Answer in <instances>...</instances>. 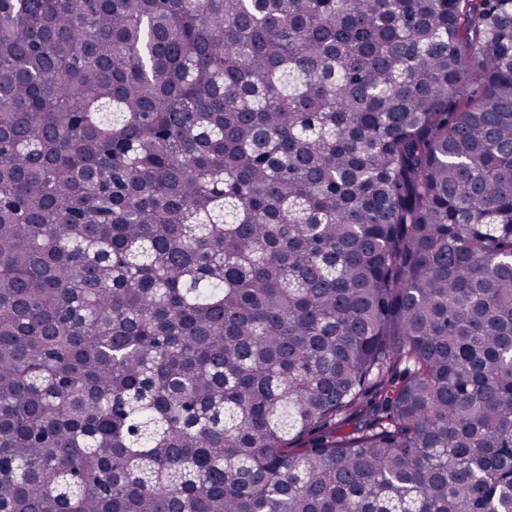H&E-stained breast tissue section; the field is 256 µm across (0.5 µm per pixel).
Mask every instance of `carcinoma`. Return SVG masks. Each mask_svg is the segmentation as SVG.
<instances>
[{"mask_svg":"<svg viewBox=\"0 0 512 512\" xmlns=\"http://www.w3.org/2000/svg\"><path fill=\"white\" fill-rule=\"evenodd\" d=\"M0 512H512V0H0Z\"/></svg>","mask_w":512,"mask_h":512,"instance_id":"obj_1","label":"carcinoma"}]
</instances>
